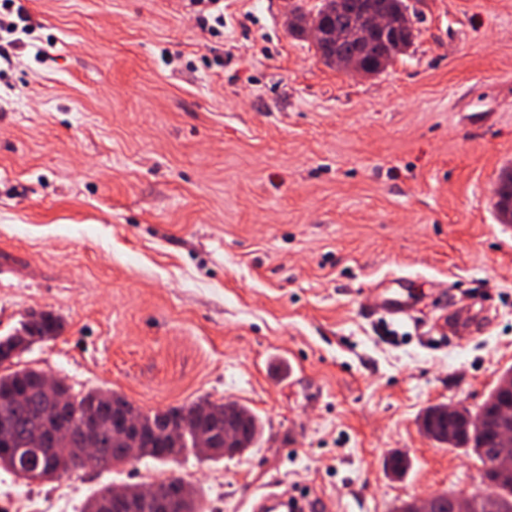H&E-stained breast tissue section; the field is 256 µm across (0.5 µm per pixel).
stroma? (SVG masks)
<instances>
[{"instance_id": "1", "label": "stroma", "mask_w": 512, "mask_h": 512, "mask_svg": "<svg viewBox=\"0 0 512 512\" xmlns=\"http://www.w3.org/2000/svg\"><path fill=\"white\" fill-rule=\"evenodd\" d=\"M0 31V336L34 311L55 339L20 357L74 391L148 413L200 399L263 423L233 457L76 468L73 507L143 473L199 487L207 512L267 491L319 512H394L487 493L475 457L423 411L480 408L512 368V0H408L406 52L367 76L288 30V0H16ZM407 275L418 319L375 311ZM488 317L449 336L445 304ZM406 455L402 477L384 462ZM56 483L0 471L39 512ZM495 207L501 217L502 223H512V169L504 170L499 177L496 188Z\"/></svg>"}]
</instances>
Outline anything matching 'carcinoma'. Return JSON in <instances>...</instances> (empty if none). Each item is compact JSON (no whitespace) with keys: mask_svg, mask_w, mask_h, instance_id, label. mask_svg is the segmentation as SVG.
Listing matches in <instances>:
<instances>
[{"mask_svg":"<svg viewBox=\"0 0 512 512\" xmlns=\"http://www.w3.org/2000/svg\"><path fill=\"white\" fill-rule=\"evenodd\" d=\"M374 7L400 19L396 31L382 30L370 25L365 16L368 2ZM401 0H320L315 10L299 8L298 22L290 33L299 38L308 36L303 19L316 17L338 35V41L330 45L316 37L312 38L319 59L329 67H336V61L358 56L360 44L366 45L361 64L366 72L376 74L411 45L413 26L400 11ZM495 207L502 223H512V169L500 174L496 188ZM62 323L51 312L41 313L39 319L28 327L29 343L53 339L60 334ZM24 347L9 334L0 336V357L23 354ZM44 373L35 368L0 373V446L12 448L26 447L30 434L46 427L50 415L58 402L62 401L69 409V423L72 429L89 415H97L102 424L97 434L94 451L83 457V448L73 447L67 451L57 448H40L35 451L38 463L31 467L20 465L12 455H0V470H5L16 479L31 482H51L76 467L75 459L83 458L82 467L109 469L129 460L128 448L122 438V429L112 425V409L133 408L122 395L102 389H93L75 394L60 379L53 394L40 391ZM206 403L200 399L188 405L170 407L150 413L140 414L139 431L146 440V447L139 449V457L165 463L178 460L189 454L197 458L218 459L224 457V449L213 446L201 447L202 440H212L224 435V404H215L216 412L194 419L191 427L185 429L177 441L165 434V427L176 425L191 416L195 407ZM512 405V393L492 392L483 404L487 416L493 417L504 406ZM236 418L239 424V451L253 447L262 433V424L255 413L244 406H237ZM425 433L442 444L455 448H466L478 460L495 453L497 441L488 429L483 431L465 428L452 423L437 413V407L429 408L423 418ZM166 486L164 498L168 512H204L198 493L193 488L183 492L182 483L177 479H163ZM488 483L493 488L497 512H512V479L505 480L497 474L488 475ZM117 488L104 487L88 498L82 512H127L116 508L113 497Z\"/></svg>","mask_w":512,"mask_h":512,"instance_id":"1","label":"carcinoma"}]
</instances>
